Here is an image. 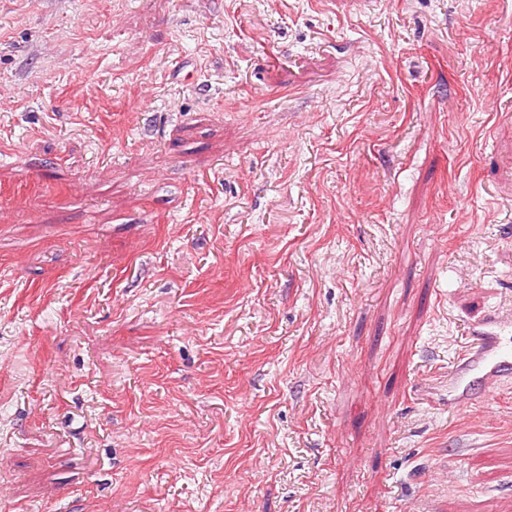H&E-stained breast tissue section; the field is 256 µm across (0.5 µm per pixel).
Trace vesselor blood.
I'll use <instances>...</instances> for the list:
<instances>
[{"instance_id":"1","label":"vessel or blood","mask_w":512,"mask_h":512,"mask_svg":"<svg viewBox=\"0 0 512 512\" xmlns=\"http://www.w3.org/2000/svg\"><path fill=\"white\" fill-rule=\"evenodd\" d=\"M512 313L492 310L471 325L448 368V406L465 411L512 381Z\"/></svg>"}]
</instances>
